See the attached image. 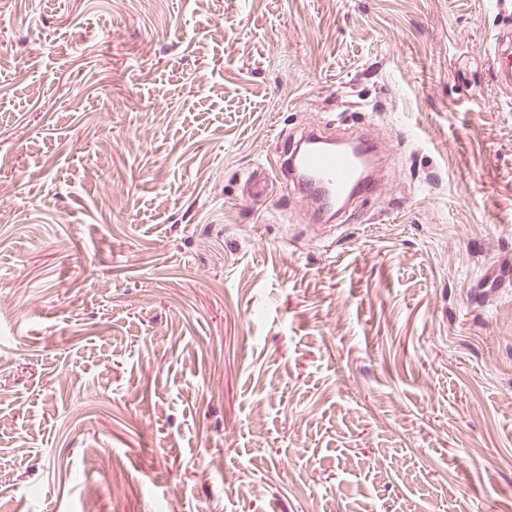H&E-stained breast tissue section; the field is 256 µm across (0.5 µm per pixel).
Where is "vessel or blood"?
Returning a JSON list of instances; mask_svg holds the SVG:
<instances>
[{
    "instance_id": "b4317fda",
    "label": "vessel or blood",
    "mask_w": 512,
    "mask_h": 512,
    "mask_svg": "<svg viewBox=\"0 0 512 512\" xmlns=\"http://www.w3.org/2000/svg\"><path fill=\"white\" fill-rule=\"evenodd\" d=\"M490 70L500 87L512 86V28L500 31L490 49ZM335 128H312L290 142L288 148L274 155L269 166L254 168L249 176L250 199L262 200L269 191L272 174H287L300 199L314 195L316 183L328 186L338 197L336 213L352 215L363 198L376 195L379 186L364 177L368 158L375 152V142L369 131L360 130L352 136V147H336Z\"/></svg>"
}]
</instances>
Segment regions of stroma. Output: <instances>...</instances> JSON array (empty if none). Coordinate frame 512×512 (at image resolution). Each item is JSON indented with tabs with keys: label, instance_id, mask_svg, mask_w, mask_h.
I'll return each mask as SVG.
<instances>
[{
	"label": "stroma",
	"instance_id": "obj_1",
	"mask_svg": "<svg viewBox=\"0 0 512 512\" xmlns=\"http://www.w3.org/2000/svg\"><path fill=\"white\" fill-rule=\"evenodd\" d=\"M512 0H0V512H512ZM371 126L360 221L245 180ZM490 70L492 78L500 88H510L512 85V28L500 31L494 38L490 49Z\"/></svg>",
	"mask_w": 512,
	"mask_h": 512
}]
</instances>
